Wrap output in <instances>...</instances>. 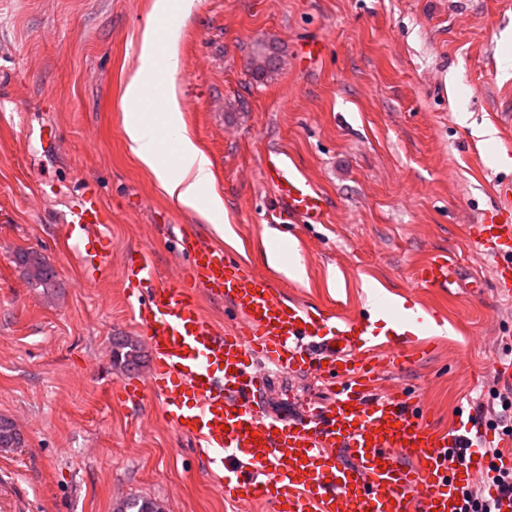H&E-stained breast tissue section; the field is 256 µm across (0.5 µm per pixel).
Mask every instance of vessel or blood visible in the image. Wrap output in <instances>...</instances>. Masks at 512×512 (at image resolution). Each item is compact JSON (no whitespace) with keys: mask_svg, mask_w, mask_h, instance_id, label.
Segmentation results:
<instances>
[{"mask_svg":"<svg viewBox=\"0 0 512 512\" xmlns=\"http://www.w3.org/2000/svg\"><path fill=\"white\" fill-rule=\"evenodd\" d=\"M264 180L277 202L276 221L322 224V193L288 153L268 149ZM494 212L471 225L474 242L495 262V285L512 295V187L503 186ZM109 214L82 193L64 217L65 239L90 282L110 277L112 240L101 231ZM188 276L159 279L149 251L135 253L122 278L135 319L147 332L151 367L123 384L128 402L150 390L165 419L190 438L225 499L268 504L272 512H461L459 490L488 467L480 423L465 433L430 427L422 400L378 389L389 344L378 322L286 301L265 276L250 273L239 253L183 235ZM418 284L451 288V256L427 259ZM223 301L240 317L224 332L201 311L200 295ZM318 376L330 402L301 415L272 414L260 398L263 363ZM466 449L463 462L448 458Z\"/></svg>","mask_w":512,"mask_h":512,"instance_id":"b4317fda","label":"vessel or blood"}]
</instances>
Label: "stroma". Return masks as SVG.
Returning a JSON list of instances; mask_svg holds the SVG:
<instances>
[{"mask_svg": "<svg viewBox=\"0 0 512 512\" xmlns=\"http://www.w3.org/2000/svg\"><path fill=\"white\" fill-rule=\"evenodd\" d=\"M152 0H0V416L24 437L0 449V489L16 512H113L145 496L166 512H265L220 495L192 440L157 398L121 402L130 371L113 344L147 336L132 318L121 269L150 250L162 276L184 275L180 231L237 250L284 296L327 310H366V284L404 308L453 324L446 336H394L411 363L384 366L381 386L422 394L430 422L458 429L460 408L500 411L493 365L512 359V299L468 226L512 183V0H196L180 38L177 93L209 158L226 224L216 233L172 203L128 148L121 93L137 65ZM322 55L300 62L302 44ZM258 42L280 47L254 78ZM53 129L52 141L39 137ZM491 130L493 143L482 133ZM288 151L326 195L329 221H273L261 172L268 147ZM97 192L111 222L112 276L82 279L64 248L60 214L72 193ZM287 240L305 269L281 275L268 245ZM41 253L62 284L29 287L16 255ZM448 254L450 290L420 288L417 268ZM319 406L325 385L270 371L269 408L289 395Z\"/></svg>", "mask_w": 512, "mask_h": 512, "instance_id": "1", "label": "stroma"}]
</instances>
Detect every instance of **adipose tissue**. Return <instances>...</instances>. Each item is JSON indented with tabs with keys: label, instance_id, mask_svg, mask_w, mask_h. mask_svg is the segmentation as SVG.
<instances>
[{
	"label": "adipose tissue",
	"instance_id": "obj_1",
	"mask_svg": "<svg viewBox=\"0 0 512 512\" xmlns=\"http://www.w3.org/2000/svg\"><path fill=\"white\" fill-rule=\"evenodd\" d=\"M193 6V0H153L139 38L138 65L123 89V128L133 155L165 195L201 211L220 232L224 204L211 193V163L186 128L175 84L180 21Z\"/></svg>",
	"mask_w": 512,
	"mask_h": 512
}]
</instances>
